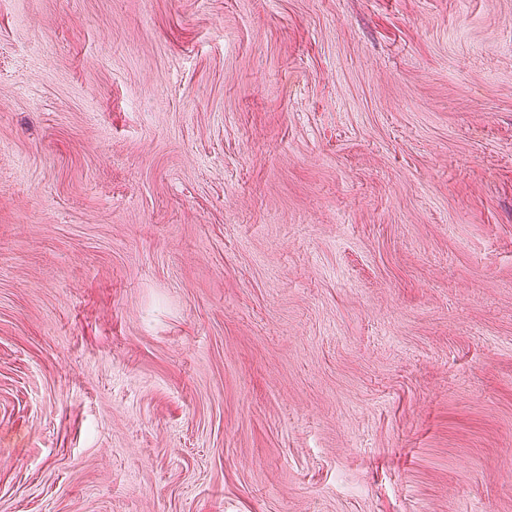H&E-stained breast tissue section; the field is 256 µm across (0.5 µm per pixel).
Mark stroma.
<instances>
[{
    "label": "stroma",
    "mask_w": 512,
    "mask_h": 512,
    "mask_svg": "<svg viewBox=\"0 0 512 512\" xmlns=\"http://www.w3.org/2000/svg\"><path fill=\"white\" fill-rule=\"evenodd\" d=\"M0 512H512V0H0Z\"/></svg>",
    "instance_id": "35a3bbf8"
}]
</instances>
